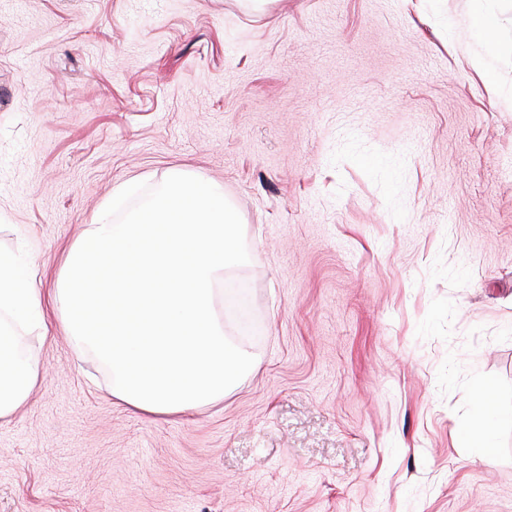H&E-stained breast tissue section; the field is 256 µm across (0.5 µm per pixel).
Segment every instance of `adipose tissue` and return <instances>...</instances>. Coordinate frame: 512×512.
<instances>
[{
  "label": "adipose tissue",
  "mask_w": 512,
  "mask_h": 512,
  "mask_svg": "<svg viewBox=\"0 0 512 512\" xmlns=\"http://www.w3.org/2000/svg\"><path fill=\"white\" fill-rule=\"evenodd\" d=\"M237 213L220 185L172 175L127 222L92 225L69 248L52 291L33 264L0 251V420L42 380L19 329L70 336L111 378L117 402L150 420L223 400L248 365L224 334L225 269Z\"/></svg>",
  "instance_id": "obj_1"
}]
</instances>
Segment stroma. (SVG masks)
Here are the masks:
<instances>
[{"label":"stroma","instance_id":"stroma-1","mask_svg":"<svg viewBox=\"0 0 512 512\" xmlns=\"http://www.w3.org/2000/svg\"><path fill=\"white\" fill-rule=\"evenodd\" d=\"M174 171L239 214L250 369L152 421L25 332L0 512H512V0H0V249L54 287Z\"/></svg>","mask_w":512,"mask_h":512}]
</instances>
